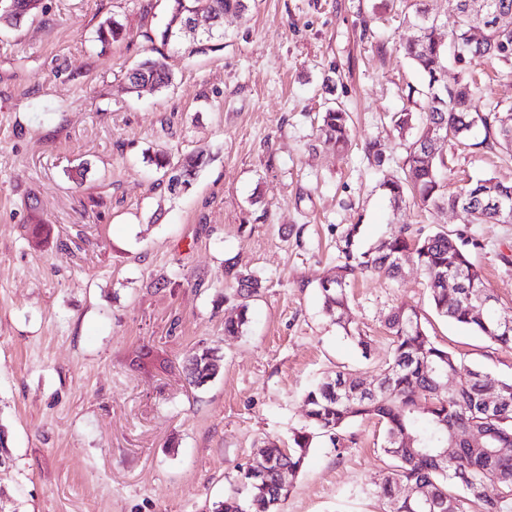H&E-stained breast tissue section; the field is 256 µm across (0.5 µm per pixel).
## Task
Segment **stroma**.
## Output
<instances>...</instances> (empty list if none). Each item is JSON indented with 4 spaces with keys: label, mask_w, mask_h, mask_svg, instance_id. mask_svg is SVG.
I'll list each match as a JSON object with an SVG mask.
<instances>
[{
    "label": "stroma",
    "mask_w": 512,
    "mask_h": 512,
    "mask_svg": "<svg viewBox=\"0 0 512 512\" xmlns=\"http://www.w3.org/2000/svg\"><path fill=\"white\" fill-rule=\"evenodd\" d=\"M169 0H41L19 26L0 24V512H211L234 495L256 449L287 446L318 378L366 380L390 351L396 307L417 306L433 339L503 378L512 350L433 315L415 265L359 277L348 317L361 353L324 309L321 283L343 229L366 243L395 225L463 231L472 260L512 318V224H469L448 210H393L363 146L409 145L392 115L421 75L398 52L404 15L381 0H250L224 17V47L163 45ZM123 26L103 42L106 19ZM163 61L160 92L127 89V70ZM353 120L347 153L319 142L318 116ZM448 180H512L495 150L443 141ZM200 153L192 188L169 194L147 152ZM84 166L83 179L71 169ZM261 278L249 322L225 266ZM212 348L217 376L189 387L186 357ZM376 421L339 446L317 440L282 512H383L370 493L393 468Z\"/></svg>",
    "instance_id": "stroma-1"
}]
</instances>
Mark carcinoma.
Returning <instances> with one entry per match:
<instances>
[{
	"instance_id": "1",
	"label": "carcinoma",
	"mask_w": 512,
	"mask_h": 512,
	"mask_svg": "<svg viewBox=\"0 0 512 512\" xmlns=\"http://www.w3.org/2000/svg\"><path fill=\"white\" fill-rule=\"evenodd\" d=\"M172 7L165 27L159 32L162 43H176L180 36L175 22L195 17L205 21L214 14H241L248 0H170ZM492 11L508 16L504 24L497 17L482 27L480 38L470 36L478 24L469 4L476 0H447L455 17L454 28L443 38L439 15L427 0L403 4L404 19L413 35L400 46L405 57L424 76L420 90L409 88L408 98L421 95L419 111L404 109L394 115L395 126L412 134L403 175H386L380 187L393 208L407 202L430 212L464 208L470 224H507L512 212V182L489 176L448 191L443 169L446 162L436 151L445 139L465 140L480 127L484 138L477 146L501 150L512 160V107L499 106L481 111L474 104L477 80L471 65L486 59L503 64L499 75L512 76V0H488ZM122 25L108 19L99 28L103 41L117 40ZM459 68L451 86L442 84L448 63ZM132 93L160 92L172 84L166 65L146 61L127 74ZM351 116L341 107L321 113L319 137L344 150L350 144ZM148 161L167 176L172 194L192 186L204 163L203 155L191 153L177 160L156 152ZM361 225L351 224L342 233V263L336 274L321 284L326 312L336 318L346 336L362 354L368 340L359 327L345 319L348 308L346 288L358 275L384 273L398 277L403 260L409 259L425 273L429 299L435 313L484 336L502 349H512V328L502 326L491 313V306L476 311L478 301L490 297L472 261L471 249L478 242L462 232L439 230L429 235L413 234L400 226L377 244L360 243ZM225 278L233 283L239 301L236 316L224 322V333L234 336L248 322V301L259 293L262 280L229 265ZM452 277L459 287L448 290L441 283ZM392 337L391 351L374 382L375 393L363 389L366 381L352 372H338L316 382L305 394L304 425L293 432L290 445L274 444L258 450V459L241 473L238 495L214 505V512H280L288 498L292 481L303 468L314 440L326 437L338 446L344 430L354 421L371 419L382 427L381 449L397 461L396 469L372 489L387 501L389 512H471L474 505L482 512H512V378H501L435 343L428 335L420 311L402 305L386 318ZM185 369L189 384L205 385L219 371V357L212 350L187 357ZM456 381L448 390V378ZM493 390L497 401L487 406L485 391ZM473 429L485 435V444L463 447L451 445L453 431L464 435Z\"/></svg>"
}]
</instances>
